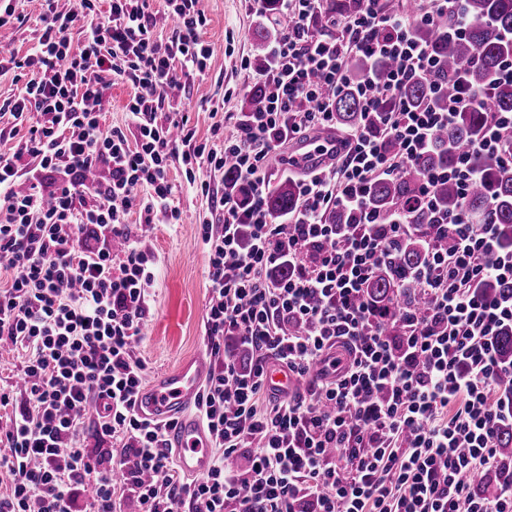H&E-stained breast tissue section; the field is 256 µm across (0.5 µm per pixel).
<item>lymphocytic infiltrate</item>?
<instances>
[{
  "label": "lymphocytic infiltrate",
  "mask_w": 512,
  "mask_h": 512,
  "mask_svg": "<svg viewBox=\"0 0 512 512\" xmlns=\"http://www.w3.org/2000/svg\"><path fill=\"white\" fill-rule=\"evenodd\" d=\"M454 0H418L393 12L384 0L324 13V0H280L284 24L271 64L255 79L260 104L232 128L216 124L205 141L169 88L178 71L204 72L201 0H166L174 35L160 42L147 0H49L43 27L25 56L0 52V75L22 89L11 103L20 138L0 151V346L23 360V395L0 388V512H512V484L494 497L468 482L497 461V427L512 407L496 392L512 378L496 339L512 328V299L487 297V279L512 281V249L494 224L438 208L435 188L454 181L468 193L476 157L512 170V113L498 112L452 168L425 173L411 206L379 223L369 203L377 180L398 176L435 146L460 113L482 109L486 93L463 73L438 85L443 107L415 106L405 84L440 68L415 39L420 25L447 16ZM332 30L311 32L313 20ZM81 26L83 45L70 32ZM391 60L388 80L352 83L349 60ZM129 84L134 135L103 128L106 86ZM355 86L364 126L344 131L335 164L300 180V209L287 222L268 216L269 161L309 132L334 127L322 87ZM233 159L248 195L214 198L217 223L200 228L208 258L205 334L214 366L195 408L211 440L213 466L186 478L173 462L163 425L134 411L145 366L133 341L150 311L158 259L125 222L138 208L181 221L171 203L172 162L187 185L203 167ZM27 179L29 188L16 184ZM341 208L346 228L322 223ZM432 216L415 225L414 213ZM421 232L425 260L416 277L420 306L378 309L367 297L374 273L393 263L398 239ZM288 265L280 279L274 267ZM399 324L388 335L383 323ZM235 340L248 367L225 352ZM345 357L332 359L335 347ZM279 363L309 378L303 394L270 393L266 371ZM95 446H88V439ZM247 451L244 467L227 459ZM94 484L95 496L78 494Z\"/></svg>",
  "instance_id": "lymphocytic-infiltrate-1"
}]
</instances>
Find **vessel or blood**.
Segmentation results:
<instances>
[{"mask_svg":"<svg viewBox=\"0 0 512 512\" xmlns=\"http://www.w3.org/2000/svg\"><path fill=\"white\" fill-rule=\"evenodd\" d=\"M340 147L334 136L310 138L296 144L292 160L301 168L318 167L327 160L329 150ZM203 375L199 360H185L143 389L135 405L139 417L167 425L175 463L190 477L206 474L213 464L207 431L193 410ZM267 384L275 392L286 393L296 387L297 381L286 368L276 364L267 370Z\"/></svg>","mask_w":512,"mask_h":512,"instance_id":"obj_1","label":"vessel or blood"}]
</instances>
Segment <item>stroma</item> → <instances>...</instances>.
<instances>
[{
  "label": "stroma",
  "instance_id": "35a3bbf8",
  "mask_svg": "<svg viewBox=\"0 0 512 512\" xmlns=\"http://www.w3.org/2000/svg\"><path fill=\"white\" fill-rule=\"evenodd\" d=\"M22 21L16 24L5 46L25 55L42 27L43 0H16ZM207 22L203 38L212 55L203 73L181 77L171 101L189 117L197 138H206L217 117L237 115L257 88L242 69V59L254 58L257 27L265 23L253 0H202ZM172 201L182 212L180 224L151 225L145 243L159 259V271L149 317L142 329L137 353L146 366V382L173 370L182 360H210L204 336L207 292L206 258L200 227L214 221L208 197L189 188L180 169H172Z\"/></svg>",
  "mask_w": 512,
  "mask_h": 512
}]
</instances>
